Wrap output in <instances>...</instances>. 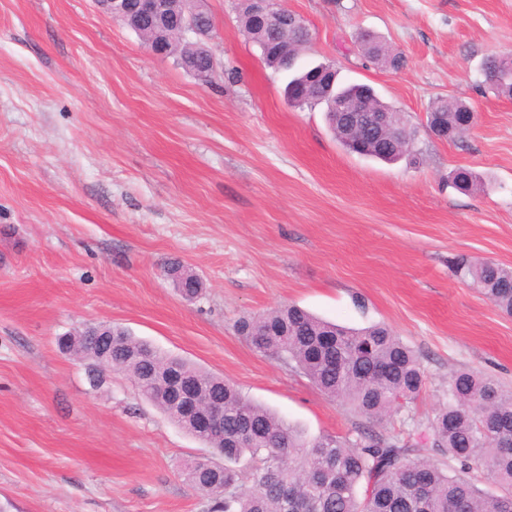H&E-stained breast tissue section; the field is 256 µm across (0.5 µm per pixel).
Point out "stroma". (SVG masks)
I'll return each mask as SVG.
<instances>
[{
    "label": "stroma",
    "instance_id": "1",
    "mask_svg": "<svg viewBox=\"0 0 512 512\" xmlns=\"http://www.w3.org/2000/svg\"><path fill=\"white\" fill-rule=\"evenodd\" d=\"M304 58L366 83L414 134L384 163L348 152L322 108L284 101L234 0H205L218 69L205 83L149 52L93 0H0V512H203L186 463L205 445L124 371L92 386L58 336L117 323L235 384L309 437L366 421L236 331L287 304L341 326H389L426 374L381 432L427 425L448 379L512 389V317L459 275L512 267V99L480 68L512 50V0H282ZM369 30L402 53L367 61ZM465 101L455 141L429 104ZM465 168L477 190L454 187ZM178 263L205 288L185 301Z\"/></svg>",
    "mask_w": 512,
    "mask_h": 512
}]
</instances>
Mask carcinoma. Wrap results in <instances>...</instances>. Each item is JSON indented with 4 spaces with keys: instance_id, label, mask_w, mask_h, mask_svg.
Masks as SVG:
<instances>
[{
    "instance_id": "1",
    "label": "carcinoma",
    "mask_w": 512,
    "mask_h": 512,
    "mask_svg": "<svg viewBox=\"0 0 512 512\" xmlns=\"http://www.w3.org/2000/svg\"><path fill=\"white\" fill-rule=\"evenodd\" d=\"M262 62L283 75L286 85H305V107L324 106L329 130L340 137L342 114L336 96L355 98L360 86L326 93L320 81L288 68V55L309 42V28L282 31L239 15ZM168 55L204 82L214 71L195 41L168 34ZM484 83L499 96H512V71L497 59L482 66ZM453 99H436L428 112L454 123ZM413 144L396 117L391 148L371 152L385 162L400 159ZM479 292L512 316V268L492 261L463 268ZM112 366L127 372L142 396L168 412L166 390L152 375L176 370L203 384L201 401H224V447L200 435L213 455L186 465L191 486L207 500L206 512H512V390L477 371L448 380V401L429 421L432 447L442 461L421 457L425 433L406 435L368 430L357 438L309 440L300 429L245 396L233 384L183 359L167 355L114 326ZM237 331L264 355H272L306 376L326 396L345 402L370 423L402 411L423 391L425 373L410 347L384 324L340 327L295 305L243 319Z\"/></svg>"
}]
</instances>
